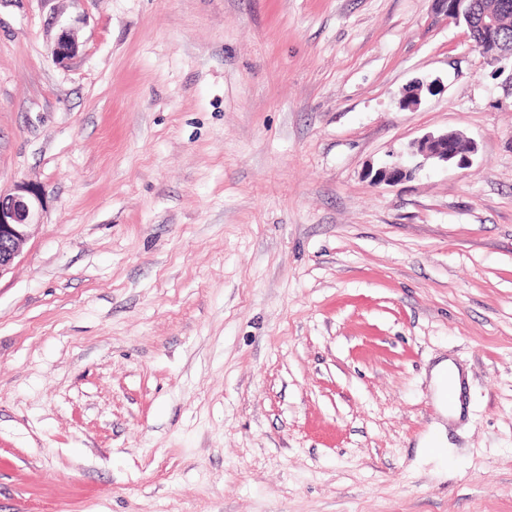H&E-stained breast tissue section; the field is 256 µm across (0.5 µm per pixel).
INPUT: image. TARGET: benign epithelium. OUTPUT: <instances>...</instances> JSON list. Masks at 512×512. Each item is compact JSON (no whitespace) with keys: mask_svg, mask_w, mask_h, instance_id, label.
Masks as SVG:
<instances>
[{"mask_svg":"<svg viewBox=\"0 0 512 512\" xmlns=\"http://www.w3.org/2000/svg\"><path fill=\"white\" fill-rule=\"evenodd\" d=\"M432 5L435 16L465 23L472 46L487 62L505 58L506 52L499 47V17L487 10L478 13V0H432ZM51 40L55 63L65 65L77 55L79 43L72 28L60 27ZM460 143L462 138L454 131L430 133L417 142V153L437 165L465 167L471 162L474 148L468 145L461 148ZM411 176L412 170L395 165L376 171L373 183H396ZM46 199L42 186L25 180L15 182L7 192L0 191V277L12 269L31 227L41 223Z\"/></svg>","mask_w":512,"mask_h":512,"instance_id":"obj_1","label":"benign epithelium"}]
</instances>
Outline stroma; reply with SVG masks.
Listing matches in <instances>:
<instances>
[{
    "label": "stroma",
    "instance_id": "35a3bbf8",
    "mask_svg": "<svg viewBox=\"0 0 512 512\" xmlns=\"http://www.w3.org/2000/svg\"><path fill=\"white\" fill-rule=\"evenodd\" d=\"M431 8L0 0V512H512V79ZM52 57L55 63L65 65L78 53L79 43L75 31L67 26H60L59 31L51 37ZM463 140L457 132L445 131L430 133L417 142V153L425 161H431L437 165L455 164L458 167L468 166L471 162V154L474 148L466 145L460 148ZM46 199L42 186L25 180L15 182L8 192L0 189V277L12 269L31 227L41 223ZM432 376L436 400L439 405L443 408L447 407V415L448 411H458L461 392V375L459 370L449 364L448 361H443L434 367Z\"/></svg>",
    "mask_w": 512,
    "mask_h": 512
}]
</instances>
